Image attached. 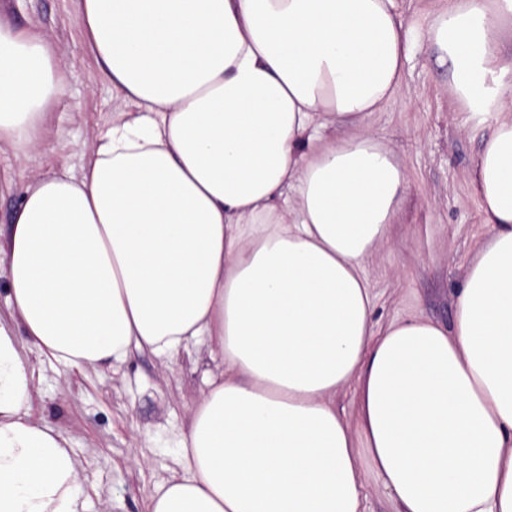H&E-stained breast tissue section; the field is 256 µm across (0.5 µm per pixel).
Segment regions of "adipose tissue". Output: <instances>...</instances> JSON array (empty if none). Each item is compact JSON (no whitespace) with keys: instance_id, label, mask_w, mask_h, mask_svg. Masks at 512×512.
<instances>
[{"instance_id":"obj_1","label":"adipose tissue","mask_w":512,"mask_h":512,"mask_svg":"<svg viewBox=\"0 0 512 512\" xmlns=\"http://www.w3.org/2000/svg\"><path fill=\"white\" fill-rule=\"evenodd\" d=\"M77 18L126 110L0 233V512H89L70 439L32 415L33 357L111 367L200 335L224 370L148 512H363L372 485L396 512H512V0H448L428 27L459 111L495 116L468 173L491 235L448 327L373 324L366 261L407 188L368 132L405 88L397 0H78ZM65 79L1 13L17 163Z\"/></svg>"}]
</instances>
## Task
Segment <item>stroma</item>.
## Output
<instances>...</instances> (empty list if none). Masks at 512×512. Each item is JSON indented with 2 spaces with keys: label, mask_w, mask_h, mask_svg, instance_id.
Instances as JSON below:
<instances>
[{
  "label": "stroma",
  "mask_w": 512,
  "mask_h": 512,
  "mask_svg": "<svg viewBox=\"0 0 512 512\" xmlns=\"http://www.w3.org/2000/svg\"><path fill=\"white\" fill-rule=\"evenodd\" d=\"M446 0H399L414 29L405 65L407 88L371 121L408 174V188L390 248L367 261L376 294L374 320L417 313L450 325L458 290L488 238L467 181L491 117L455 109L447 67L439 66L428 38L429 20ZM20 29L38 28L67 62L59 103L49 113L43 154L28 171L79 170L88 134L122 111L87 48L75 0H0ZM223 369L208 337L189 339L173 357L133 353L115 368L65 377L43 366L33 416L69 434L88 487L90 512H145L158 487L180 472L176 442L210 380Z\"/></svg>",
  "instance_id": "stroma-1"
}]
</instances>
